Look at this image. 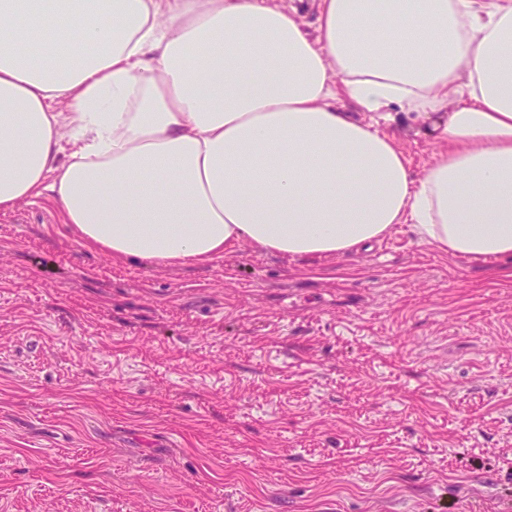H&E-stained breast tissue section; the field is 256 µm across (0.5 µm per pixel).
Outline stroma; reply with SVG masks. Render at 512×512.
I'll list each match as a JSON object with an SVG mask.
<instances>
[{"instance_id": "stroma-1", "label": "stroma", "mask_w": 512, "mask_h": 512, "mask_svg": "<svg viewBox=\"0 0 512 512\" xmlns=\"http://www.w3.org/2000/svg\"><path fill=\"white\" fill-rule=\"evenodd\" d=\"M361 118L414 177L441 149ZM0 512H512V258L397 224L146 266L0 213Z\"/></svg>"}]
</instances>
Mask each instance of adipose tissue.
Wrapping results in <instances>:
<instances>
[{
    "label": "adipose tissue",
    "mask_w": 512,
    "mask_h": 512,
    "mask_svg": "<svg viewBox=\"0 0 512 512\" xmlns=\"http://www.w3.org/2000/svg\"><path fill=\"white\" fill-rule=\"evenodd\" d=\"M340 96L450 103L446 147L414 179ZM44 196L88 245L156 265L243 241L343 254L406 221L512 257V0H319L313 36L268 0H0V211Z\"/></svg>",
    "instance_id": "1"
}]
</instances>
